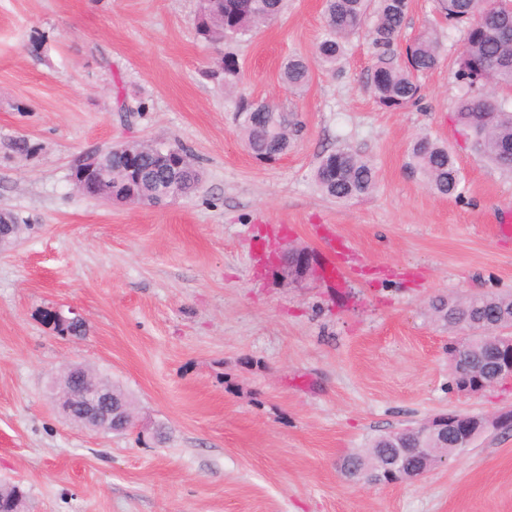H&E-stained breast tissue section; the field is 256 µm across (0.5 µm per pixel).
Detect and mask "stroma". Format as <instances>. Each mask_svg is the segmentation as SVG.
Returning a JSON list of instances; mask_svg holds the SVG:
<instances>
[{"instance_id":"35a3bbf8","label":"stroma","mask_w":512,"mask_h":512,"mask_svg":"<svg viewBox=\"0 0 512 512\" xmlns=\"http://www.w3.org/2000/svg\"><path fill=\"white\" fill-rule=\"evenodd\" d=\"M198 0H0V210L23 232L0 252V482L27 512H512V431L482 434L424 479L357 486L341 469L382 433L436 414L512 409V383L448 388L437 295L512 291V175L472 153L451 119L462 33L412 0L396 41L444 45L422 100L381 109L369 42L312 65L299 92L289 58L311 57L324 0L234 46L237 89L207 76L224 53L195 28ZM293 113L288 152L262 161L235 119L238 97ZM142 111L118 109L119 100ZM448 146L460 197L409 165L420 134ZM26 140L29 153L15 149ZM137 140L181 145L201 184L168 205L77 194L84 152ZM348 148L374 166L347 204L314 182ZM339 276L327 284L324 250ZM76 308L63 336L47 310ZM83 365L127 392L132 426L85 430L51 396Z\"/></svg>"}]
</instances>
